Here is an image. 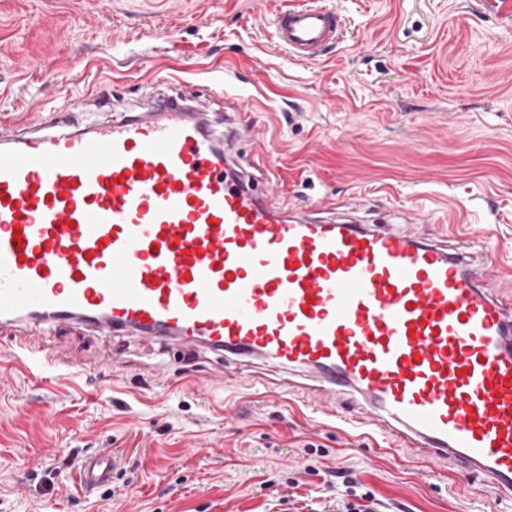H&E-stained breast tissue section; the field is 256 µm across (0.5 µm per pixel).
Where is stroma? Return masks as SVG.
<instances>
[{"label": "stroma", "mask_w": 512, "mask_h": 512, "mask_svg": "<svg viewBox=\"0 0 512 512\" xmlns=\"http://www.w3.org/2000/svg\"><path fill=\"white\" fill-rule=\"evenodd\" d=\"M336 10L347 39L305 63L276 43L284 10ZM197 82L216 117L259 104L241 164L284 198L339 204L359 224L426 210L463 225L452 249L498 252L488 286L512 301V26L470 0H0V120L40 104L106 123ZM30 356L71 362L30 375L0 337V512H337L351 492L374 512H484L480 480L418 473L403 450L312 426L277 375L225 382L206 349L32 323ZM113 449L110 489L78 481ZM346 471V479L336 471Z\"/></svg>", "instance_id": "1"}]
</instances>
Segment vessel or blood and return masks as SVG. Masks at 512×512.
<instances>
[{
	"instance_id": "1",
	"label": "vessel or blood",
	"mask_w": 512,
	"mask_h": 512,
	"mask_svg": "<svg viewBox=\"0 0 512 512\" xmlns=\"http://www.w3.org/2000/svg\"><path fill=\"white\" fill-rule=\"evenodd\" d=\"M334 12L301 5L275 27L301 61L343 41ZM105 124L22 117L0 127V328L79 320L203 344L238 378L303 385L315 425L372 428L444 461L512 512V308L485 264L389 224L326 222L238 170L254 125L190 112L197 90ZM348 395L352 413L328 399ZM102 448L78 478L111 485Z\"/></svg>"
}]
</instances>
